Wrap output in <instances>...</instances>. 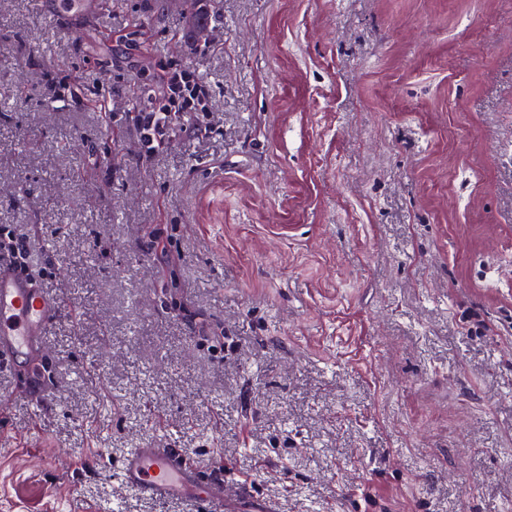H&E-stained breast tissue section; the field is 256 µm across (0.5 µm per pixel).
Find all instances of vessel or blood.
I'll return each mask as SVG.
<instances>
[{"label": "vessel or blood", "instance_id": "b4317fda", "mask_svg": "<svg viewBox=\"0 0 512 512\" xmlns=\"http://www.w3.org/2000/svg\"><path fill=\"white\" fill-rule=\"evenodd\" d=\"M60 309L59 299L28 270L0 255V368L13 369L22 361L41 367L43 337ZM114 479L122 489L146 497L184 500L194 512H279L271 501L230 494L240 483L233 470L211 475L176 448H131Z\"/></svg>", "mask_w": 512, "mask_h": 512}]
</instances>
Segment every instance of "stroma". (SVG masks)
Masks as SVG:
<instances>
[{"instance_id": "obj_1", "label": "stroma", "mask_w": 512, "mask_h": 512, "mask_svg": "<svg viewBox=\"0 0 512 512\" xmlns=\"http://www.w3.org/2000/svg\"><path fill=\"white\" fill-rule=\"evenodd\" d=\"M93 2L0 0V226L63 302L0 512H189L99 457L155 442L279 512H512V0ZM162 63L212 102L148 159Z\"/></svg>"}]
</instances>
